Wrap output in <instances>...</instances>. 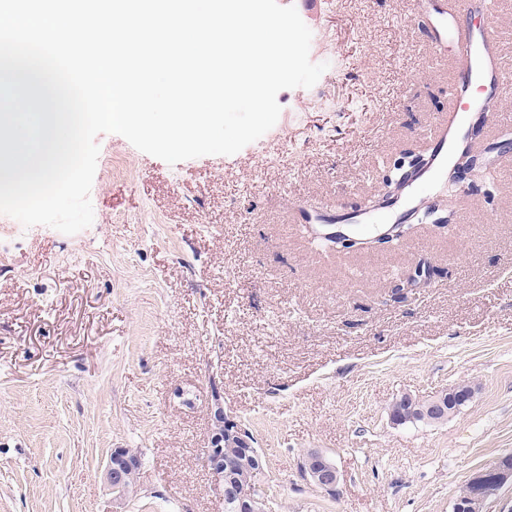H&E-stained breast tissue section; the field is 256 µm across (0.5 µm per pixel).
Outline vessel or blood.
<instances>
[{
	"mask_svg": "<svg viewBox=\"0 0 512 512\" xmlns=\"http://www.w3.org/2000/svg\"><path fill=\"white\" fill-rule=\"evenodd\" d=\"M450 9L447 0H419L417 8L425 18L429 44L434 57H441L447 45H454L456 66L448 95L454 106L434 122L428 136L427 164L417 171L399 198L389 206L367 201L356 209L343 203L299 202L294 215L301 224L311 225L315 234L341 231L366 238L388 225L410 221L418 204L436 195L468 144L474 114L486 123L500 125L502 137L512 136V128L501 126L498 112L501 96L512 89V71L501 64L495 35L491 29L474 25L477 14L487 13L489 0H456Z\"/></svg>",
	"mask_w": 512,
	"mask_h": 512,
	"instance_id": "b4317fda",
	"label": "vessel or blood"
}]
</instances>
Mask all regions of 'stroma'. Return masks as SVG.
Returning <instances> with one entry per match:
<instances>
[{"label":"stroma","mask_w":512,"mask_h":512,"mask_svg":"<svg viewBox=\"0 0 512 512\" xmlns=\"http://www.w3.org/2000/svg\"><path fill=\"white\" fill-rule=\"evenodd\" d=\"M296 6L312 88L236 154L174 165L103 133L92 225L0 237V512H224L205 462L212 388L267 463L270 512H452L472 475L512 454V162L431 199L447 227L335 251L291 205L357 207L385 164L423 153L447 111L412 0ZM426 260L432 283L398 289ZM448 420L393 422L396 400L458 384ZM140 459L116 499L114 449ZM323 453L337 491L299 463Z\"/></svg>","instance_id":"35a3bbf8"}]
</instances>
